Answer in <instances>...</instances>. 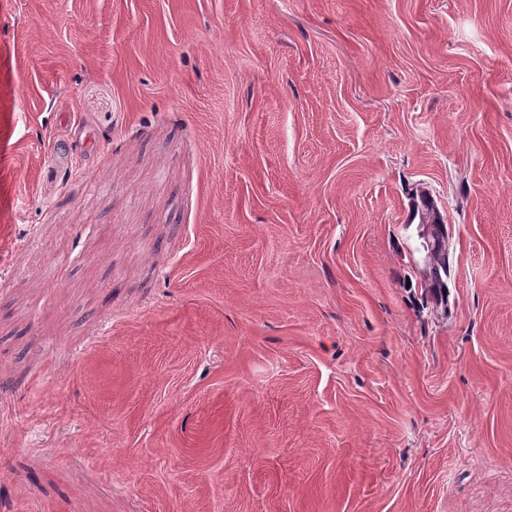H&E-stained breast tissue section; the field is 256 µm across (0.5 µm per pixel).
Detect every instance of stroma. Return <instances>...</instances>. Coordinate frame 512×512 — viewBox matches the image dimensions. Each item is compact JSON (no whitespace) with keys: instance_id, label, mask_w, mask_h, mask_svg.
<instances>
[{"instance_id":"obj_1","label":"stroma","mask_w":512,"mask_h":512,"mask_svg":"<svg viewBox=\"0 0 512 512\" xmlns=\"http://www.w3.org/2000/svg\"><path fill=\"white\" fill-rule=\"evenodd\" d=\"M0 512H512V0H0ZM412 200L410 225L416 219L418 222L415 226L417 244L411 248L410 253L419 275L417 288L421 307L430 310L437 318H447L451 281V225L426 191L413 196ZM434 217L439 218L441 222L433 224L432 243H428L425 239L424 225L431 222Z\"/></svg>"}]
</instances>
